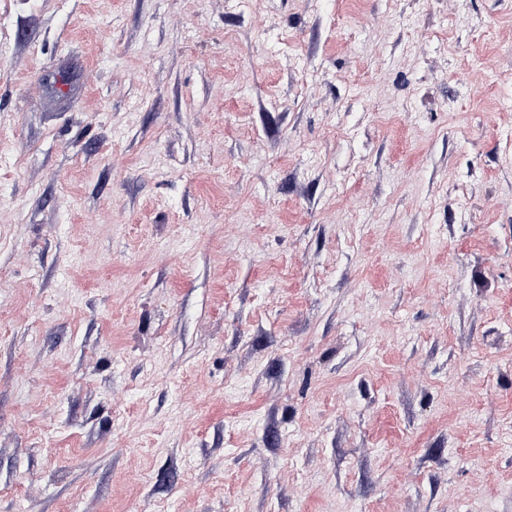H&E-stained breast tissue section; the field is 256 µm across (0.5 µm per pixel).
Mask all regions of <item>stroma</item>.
<instances>
[{
	"mask_svg": "<svg viewBox=\"0 0 512 512\" xmlns=\"http://www.w3.org/2000/svg\"><path fill=\"white\" fill-rule=\"evenodd\" d=\"M0 512H512V0H0Z\"/></svg>",
	"mask_w": 512,
	"mask_h": 512,
	"instance_id": "35a3bbf8",
	"label": "stroma"
}]
</instances>
